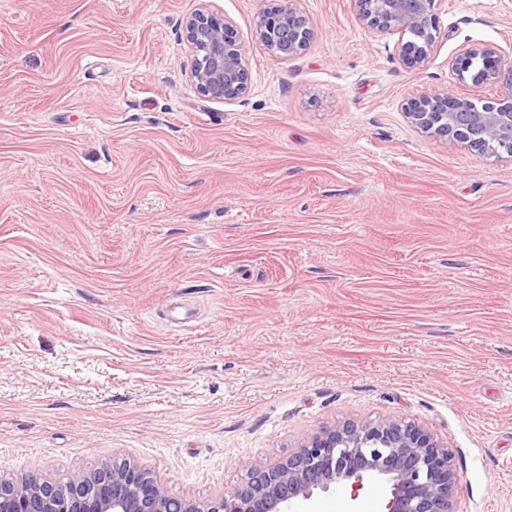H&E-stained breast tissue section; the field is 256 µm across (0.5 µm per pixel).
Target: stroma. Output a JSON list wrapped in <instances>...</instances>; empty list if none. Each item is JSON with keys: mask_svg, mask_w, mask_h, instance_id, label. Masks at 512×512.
I'll list each match as a JSON object with an SVG mask.
<instances>
[{"mask_svg": "<svg viewBox=\"0 0 512 512\" xmlns=\"http://www.w3.org/2000/svg\"><path fill=\"white\" fill-rule=\"evenodd\" d=\"M0 0V476L112 458L207 500L346 420L455 451L458 512H512V157L414 129L512 0H442L429 61L351 0ZM230 20L249 90L201 98L183 24ZM180 306L192 322H171ZM299 0L271 1L256 18L253 37L275 57L288 61L304 51L313 36L309 18L296 6Z\"/></svg>", "mask_w": 512, "mask_h": 512, "instance_id": "stroma-1", "label": "stroma"}]
</instances>
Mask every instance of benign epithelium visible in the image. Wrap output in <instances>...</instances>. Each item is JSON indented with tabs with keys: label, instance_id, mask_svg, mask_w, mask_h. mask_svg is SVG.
Instances as JSON below:
<instances>
[{
	"label": "benign epithelium",
	"instance_id": "7a95c632",
	"mask_svg": "<svg viewBox=\"0 0 512 512\" xmlns=\"http://www.w3.org/2000/svg\"><path fill=\"white\" fill-rule=\"evenodd\" d=\"M282 0L262 9L253 37L281 60L304 51L313 36L309 18ZM362 24L398 36L408 68L427 63L440 38L441 0H352ZM191 74L197 94L231 102L248 88L249 61L233 25L200 9L185 22ZM483 59L478 72L469 68ZM458 82L499 87L496 98L478 104L454 87L428 88L403 104L409 122L431 136L449 138L480 153L512 156V59L494 47L462 49L450 60ZM453 450L427 428L405 418L345 421L304 439L295 452L266 468H248L246 480L208 501L171 495L155 472L130 459L69 475L61 484L30 473L0 479V512H293L317 491L350 489L357 499L368 477L390 486L384 512H455L458 474Z\"/></svg>",
	"mask_w": 512,
	"mask_h": 512
}]
</instances>
